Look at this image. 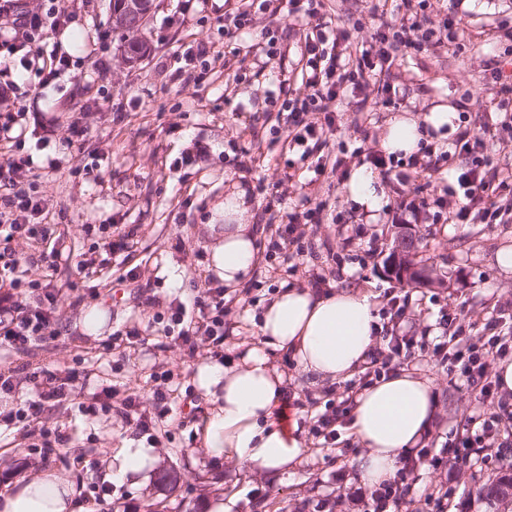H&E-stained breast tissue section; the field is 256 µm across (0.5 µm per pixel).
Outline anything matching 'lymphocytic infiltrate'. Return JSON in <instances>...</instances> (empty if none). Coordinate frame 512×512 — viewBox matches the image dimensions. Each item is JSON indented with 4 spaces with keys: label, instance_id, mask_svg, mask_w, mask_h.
Here are the masks:
<instances>
[{
    "label": "lymphocytic infiltrate",
    "instance_id": "1",
    "mask_svg": "<svg viewBox=\"0 0 512 512\" xmlns=\"http://www.w3.org/2000/svg\"><path fill=\"white\" fill-rule=\"evenodd\" d=\"M426 2L396 0L390 5L378 0L371 8L376 31L367 46L355 41L344 27H328L322 15L324 0H241L237 11L224 17V36L232 38L249 27L256 10L273 15L285 10L314 21V30L305 36L300 53L305 94L281 104L288 123L285 143L315 173H341L345 159L318 153L314 147L323 135L335 132L339 114L352 111L362 117L373 104L396 106L399 90L391 82L390 67L401 52L425 46L453 51L459 46L458 21L446 17L438 24H429L423 13ZM48 3L45 9L22 11L15 0H0V16L7 17L10 29L9 36L0 38V49L19 54L21 64L34 71L43 86L70 67L68 56L47 51L42 44L46 28L57 29L69 22V5L67 0ZM401 11L407 15L408 27H396L392 21ZM310 113L315 116L311 122L306 119ZM402 164L412 170L414 178L427 181L438 175L443 165L457 166L456 189L443 191L436 200V217L445 223L465 224L475 217L485 224H498L505 216H512V175L494 165L483 132L464 128L447 150L436 151L428 145ZM30 170L29 157L17 153L11 154L6 166H0V351L9 354L28 351L59 335L55 312L62 300L60 289L52 282L42 283L33 302L21 300L17 293L26 260L12 249V241L34 239L45 243L42 259L52 267L62 257L51 244L50 226L33 221L43 207L28 178ZM167 313L165 333L176 334L187 349H194L201 336L216 343L224 340L223 286L204 288L190 303L173 298ZM438 325L442 339L435 344L434 354L450 360V373L478 390L482 403H493L495 388L487 373V359L512 352V335L505 331V318L499 316L484 323L476 338L467 336L460 311L442 312ZM413 346L412 337L391 334L386 345L377 347L371 355V374L378 376L404 365ZM76 379V373L63 376L41 366L22 376L13 369L0 371V393L17 397L8 423L28 422L41 414L46 402L72 398ZM24 382L30 389L24 396H17L16 390Z\"/></svg>",
    "mask_w": 512,
    "mask_h": 512
}]
</instances>
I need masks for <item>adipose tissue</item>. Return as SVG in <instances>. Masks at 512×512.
<instances>
[{
  "label": "adipose tissue",
  "mask_w": 512,
  "mask_h": 512,
  "mask_svg": "<svg viewBox=\"0 0 512 512\" xmlns=\"http://www.w3.org/2000/svg\"><path fill=\"white\" fill-rule=\"evenodd\" d=\"M455 118L453 107L439 104L422 117L390 119L382 146L390 153L417 151L420 140L443 139ZM352 200L376 218L385 190L366 166L356 168L347 184ZM252 203L235 188L224 196V221L209 227L210 270L228 291L242 288L256 261ZM262 343L246 348L241 360L197 366L195 383L210 410L200 430L208 456L283 474L303 460L304 442L296 423L287 422L291 376L272 362L284 353L310 384L347 379L365 364L375 344L376 323L366 295L341 290L322 294L300 286L277 293L260 317ZM352 431L364 447L356 477L364 486L392 481L398 461L424 441L436 418L438 401L432 381L407 370L376 380L354 398ZM154 461L151 449L124 445L109 460L106 477L123 482L146 476ZM75 494L64 475L43 472L0 494V512H70Z\"/></svg>",
  "instance_id": "adipose-tissue-1"
}]
</instances>
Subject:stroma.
<instances>
[{
	"label": "stroma",
	"instance_id": "35a3bbf8",
	"mask_svg": "<svg viewBox=\"0 0 512 512\" xmlns=\"http://www.w3.org/2000/svg\"><path fill=\"white\" fill-rule=\"evenodd\" d=\"M462 14V49L452 55L440 50L398 56L393 80L405 86L399 108H378L366 131H358L353 113L340 114L336 132L323 152L347 158L350 168L380 149L396 112L423 113L436 104L456 107L463 125L479 126L495 113L496 90L485 79L493 56L512 52V40L500 37L499 22L512 21V0H472ZM238 0H154L152 15L141 32L148 54L137 63L126 61L127 42L114 31L111 0H70L73 20L64 35L49 34V43L66 40L74 65L55 84L37 88L33 73L18 58L0 57V113H17L28 133L25 150L33 157L35 187L43 202L42 223L53 225L58 243L71 258L47 267L41 243L14 242L28 261L33 281L52 279L65 301L60 306L57 339L25 355H0V369L22 363L85 372L76 399L46 404L27 426L0 421V492L20 478L53 470L68 474L78 488L72 512H93L103 495L116 512H146L160 504L166 512H204L206 501L222 500L224 512H372V500L356 502L355 463L363 448L347 424L337 423L336 443L324 446L312 426L328 401H341L345 386H309L298 377L299 420L306 444L303 462L278 477L207 457L195 433L209 404L193 382V371L208 358L234 360L261 339L263 307L284 285L313 286L323 277V291L368 293L374 309L390 296L407 297L409 308L401 325L416 343L408 368L433 378L439 412L423 447L410 453L415 462L406 497L408 512H496L479 499L477 488L512 474V398L496 396L482 405L474 390L451 380L447 364L433 354L443 309L463 306L466 321L485 323L499 309H512V274H503L495 254L512 245L509 224H435L419 219L410 224L419 238V263L435 267L444 286L402 287L388 275L384 261L396 241L397 225L388 214L367 222L357 211L344 184L316 178L303 163L292 160L283 141L285 113L271 107L274 98L302 93L300 47L309 30L305 20L285 13H256L249 30L225 39L220 25ZM332 21L345 24L358 41L370 42L376 23L366 0H326ZM276 35L281 54L268 58L264 47ZM204 39L210 43L208 72L194 85L193 67L175 57L180 45ZM94 93H86V82ZM89 128L84 141L69 150L60 142L72 121ZM60 158V170L48 162ZM240 184L253 202L258 250L263 256L247 284L224 298V342L199 338L195 353L164 336L159 320L173 298L192 301L207 281L210 254L208 227L224 221V193ZM329 208L317 224L300 225L305 246L298 271L281 258L266 256L270 216L297 203ZM345 221L333 223L335 212ZM133 230L135 245L125 258L87 275L76 260L103 246L114 227ZM135 270L137 282L126 278ZM152 328L145 341L122 344L103 354L102 341L116 332ZM172 371V403L165 432L154 444L156 470L144 484H118L102 478L100 468L123 440L135 436L123 406L125 395H136L142 412L155 404L154 373ZM115 386L105 399L102 390ZM499 415L494 446L479 449L477 465L461 468L445 449L466 436L469 420L486 412ZM59 428L70 436L66 448L47 457L37 445L42 431Z\"/></svg>",
	"mask_w": 512,
	"mask_h": 512
}]
</instances>
